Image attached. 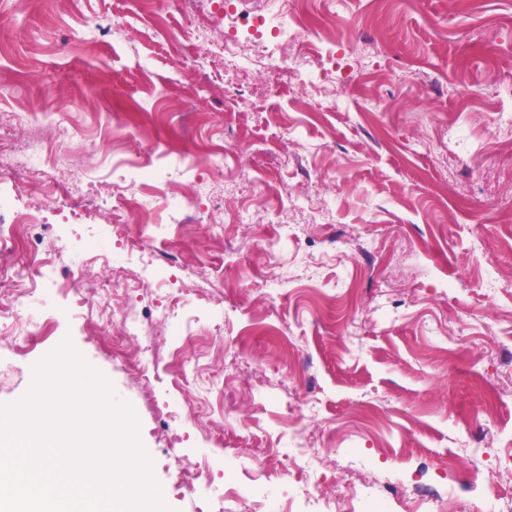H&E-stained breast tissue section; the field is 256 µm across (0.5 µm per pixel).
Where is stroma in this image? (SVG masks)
Returning <instances> with one entry per match:
<instances>
[{"mask_svg":"<svg viewBox=\"0 0 512 512\" xmlns=\"http://www.w3.org/2000/svg\"><path fill=\"white\" fill-rule=\"evenodd\" d=\"M313 0L293 54L316 86L260 74L240 32L229 65L207 0H9L0 22V144L68 126L62 151L89 187L151 159L207 183L189 224L153 194L151 224L123 206L98 235L147 287L122 301L112 272L89 268L78 228L45 207L40 250L61 237L51 289L27 320L0 318V405L21 400L34 367L70 341L128 404L171 512H197L206 488H177L156 411L171 413L183 455L245 489L227 461L270 465L282 512H304L300 480L384 488L423 483L447 497L495 493L512 512V0ZM111 98L119 120L100 110ZM175 259L165 283L129 252ZM93 318L56 320L77 298ZM179 302V336L161 311ZM171 336L152 396L124 350ZM336 454L304 456L308 445ZM482 480L470 484V459ZM455 463L448 473L447 463Z\"/></svg>","mask_w":512,"mask_h":512,"instance_id":"obj_1","label":"stroma"}]
</instances>
